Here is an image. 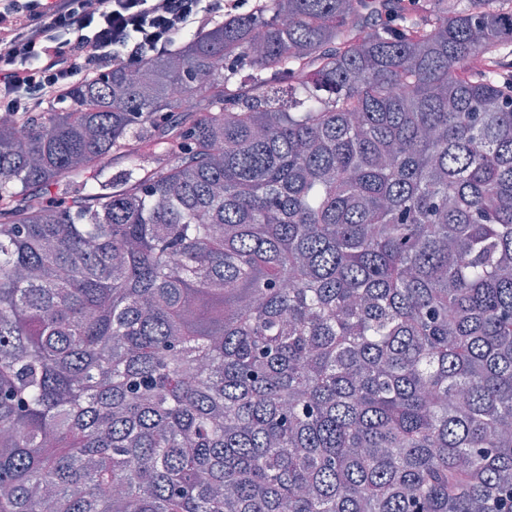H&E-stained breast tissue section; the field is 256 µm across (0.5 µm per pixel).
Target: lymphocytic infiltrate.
Listing matches in <instances>:
<instances>
[{
	"label": "lymphocytic infiltrate",
	"instance_id": "obj_1",
	"mask_svg": "<svg viewBox=\"0 0 512 512\" xmlns=\"http://www.w3.org/2000/svg\"><path fill=\"white\" fill-rule=\"evenodd\" d=\"M255 0H0V112L71 103L79 83L130 68Z\"/></svg>",
	"mask_w": 512,
	"mask_h": 512
}]
</instances>
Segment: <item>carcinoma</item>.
I'll list each match as a JSON object with an SVG mask.
<instances>
[{"label":"carcinoma","mask_w":512,"mask_h":512,"mask_svg":"<svg viewBox=\"0 0 512 512\" xmlns=\"http://www.w3.org/2000/svg\"><path fill=\"white\" fill-rule=\"evenodd\" d=\"M0 512H512V0H263L0 122Z\"/></svg>","instance_id":"cac0c4a2"}]
</instances>
